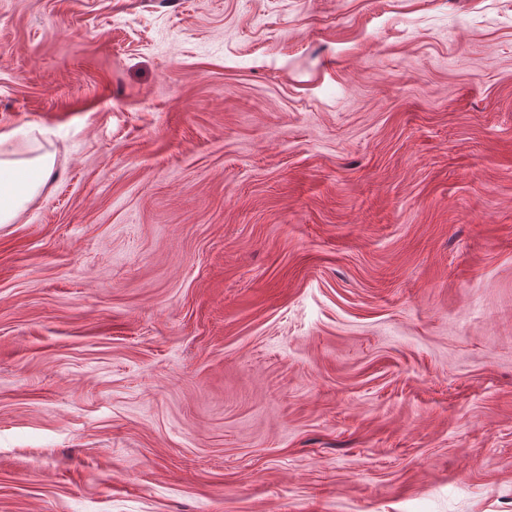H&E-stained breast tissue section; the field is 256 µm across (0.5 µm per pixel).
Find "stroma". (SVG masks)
Returning a JSON list of instances; mask_svg holds the SVG:
<instances>
[{"label": "stroma", "instance_id": "35a3bbf8", "mask_svg": "<svg viewBox=\"0 0 512 512\" xmlns=\"http://www.w3.org/2000/svg\"><path fill=\"white\" fill-rule=\"evenodd\" d=\"M0 512H512V0H0ZM54 167V157L0 159V224H11Z\"/></svg>", "mask_w": 512, "mask_h": 512}]
</instances>
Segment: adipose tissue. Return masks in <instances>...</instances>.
<instances>
[{"label": "adipose tissue", "instance_id": "obj_1", "mask_svg": "<svg viewBox=\"0 0 512 512\" xmlns=\"http://www.w3.org/2000/svg\"><path fill=\"white\" fill-rule=\"evenodd\" d=\"M54 167L52 155L0 159V224L13 223Z\"/></svg>", "mask_w": 512, "mask_h": 512}]
</instances>
